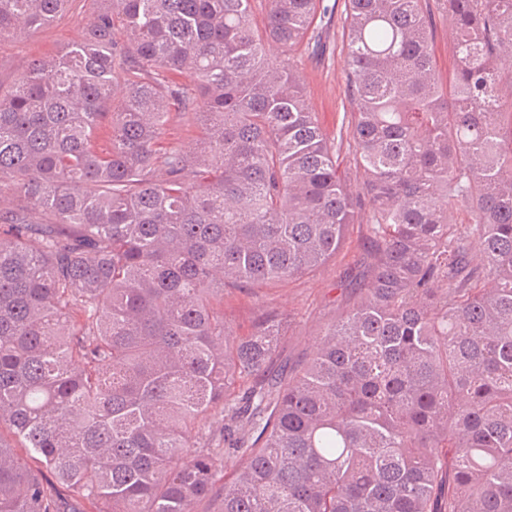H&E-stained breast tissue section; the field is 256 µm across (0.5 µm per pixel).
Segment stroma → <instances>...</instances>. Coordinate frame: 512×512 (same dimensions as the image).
Wrapping results in <instances>:
<instances>
[{
  "label": "stroma",
  "mask_w": 512,
  "mask_h": 512,
  "mask_svg": "<svg viewBox=\"0 0 512 512\" xmlns=\"http://www.w3.org/2000/svg\"><path fill=\"white\" fill-rule=\"evenodd\" d=\"M325 3L333 11L322 22L324 52L314 57L296 55L295 65L305 78L310 107L317 112L324 130L332 135L350 109L346 93V14L344 0H325ZM88 21V8L83 0H76L70 11L49 26L25 37L0 39V85L10 86L31 59L57 54L79 39ZM365 231V219H358L350 227L342 251L313 276L291 281L259 301L243 296L225 297L226 314L245 329L268 314L288 316L289 328L271 369L278 379H287L302 360L311 356L323 326L339 318L352 305L354 295L351 289L342 288L341 283L346 276L358 278L365 272Z\"/></svg>",
  "instance_id": "stroma-1"
}]
</instances>
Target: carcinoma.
<instances>
[{
	"instance_id": "carcinoma-1",
	"label": "carcinoma",
	"mask_w": 512,
	"mask_h": 512,
	"mask_svg": "<svg viewBox=\"0 0 512 512\" xmlns=\"http://www.w3.org/2000/svg\"><path fill=\"white\" fill-rule=\"evenodd\" d=\"M72 2L0 0V38ZM91 3L0 88V512H512V0H345L359 193L269 52L317 53L323 0ZM360 211L358 300L269 379L285 322L224 293L315 273ZM433 41L438 71L442 80L446 81L452 77L454 53V38L448 21L437 20ZM198 136L199 128L197 124H188L181 114L171 113L165 131V143H172L189 149L195 144Z\"/></svg>"
}]
</instances>
